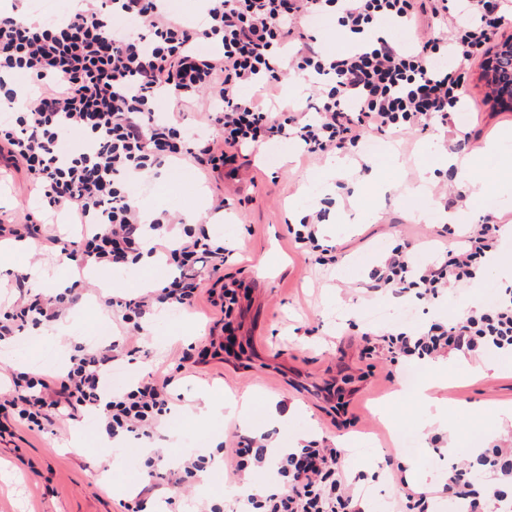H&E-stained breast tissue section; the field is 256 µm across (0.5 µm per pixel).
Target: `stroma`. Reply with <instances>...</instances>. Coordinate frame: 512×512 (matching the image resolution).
Masks as SVG:
<instances>
[{
    "mask_svg": "<svg viewBox=\"0 0 512 512\" xmlns=\"http://www.w3.org/2000/svg\"><path fill=\"white\" fill-rule=\"evenodd\" d=\"M467 92L468 100L452 113L447 129L387 138L399 157L396 168L387 157H371L361 146L344 153L343 168L330 175L327 158L308 157L291 141L242 149L235 173L208 176L184 163L179 172L166 167L161 177L140 183V204L163 205L187 227H208L211 235L225 240L229 251L220 274L238 293L227 316L235 332L224 351L214 353L210 331L225 316L205 291L194 307L184 309L177 330H165L161 313L148 315L152 333L123 337L112 369L138 378L157 370L171 375V412L161 428L154 437H131L104 448L99 425L87 418L61 421L40 433L15 427L13 436L0 438V512H125L124 502L135 498L144 512H164L169 496L177 512H193L202 502L233 512L224 445L236 434L267 436L272 448H292L305 439L344 445L349 450L345 469L365 492V512H379L394 498L392 464L415 461L434 488L451 463L470 458L490 442H512L511 351L471 353L463 363L450 355L423 362L426 377L437 384V405L448 411L443 429L431 424L430 410L407 386L408 366L391 364L385 351L369 349V332L397 324L401 305L413 307L415 323L422 326L492 303L512 283L488 269L476 283L459 284L433 302L368 290L371 270L397 245L409 244L414 266L435 262L445 245L441 211L448 206L449 192L464 181L480 178L491 204L483 208L467 198L457 210L456 231L475 230L487 214L512 225V191L502 189L512 182V109L487 99L486 87L476 80H469ZM472 128L482 135L459 151L462 166L435 168L430 183L422 184V156L447 153L451 133ZM489 142L498 143V152H479V145ZM322 174L326 183L312 188L313 177ZM217 198L227 200L226 209L215 210ZM37 206L38 196L23 175L0 182V212L14 222L24 223ZM318 210L326 213L319 242L334 247L340 257L334 266L316 264L314 254L298 250L289 232ZM15 263L14 269L0 272V299L6 301L17 298L15 276L25 265L64 269L55 249L35 241ZM65 271L67 280L81 282L77 300L51 326L27 328L26 336L40 337L41 347H10L8 354H0L1 373L31 368L57 373L76 347L109 345L117 328L103 296L137 293L168 274L163 266L139 265L98 275ZM370 307L386 308L387 317L368 322L362 312ZM490 361L498 365L493 377L482 373ZM203 389L217 401L250 395L252 408L243 416L226 413L216 422L199 420ZM272 403L285 419L270 415ZM179 421L202 432L196 452L210 459L207 479L165 483L145 492L148 458H160V471L178 468L173 426ZM469 423L494 427V440L465 442ZM403 430L417 434L418 451L401 448L398 434ZM452 434L457 440L449 453L445 447Z\"/></svg>",
    "mask_w": 512,
    "mask_h": 512,
    "instance_id": "obj_1",
    "label": "stroma"
}]
</instances>
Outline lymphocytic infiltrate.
<instances>
[{
  "instance_id": "f902f5d3",
  "label": "lymphocytic infiltrate",
  "mask_w": 512,
  "mask_h": 512,
  "mask_svg": "<svg viewBox=\"0 0 512 512\" xmlns=\"http://www.w3.org/2000/svg\"><path fill=\"white\" fill-rule=\"evenodd\" d=\"M512 0H206L205 23L173 15L167 0H91L52 21L32 22L21 0L0 9V102L15 112L0 127V162L23 171L50 209L69 213L80 236H49L77 269H119L136 263L152 242L173 269L168 279L134 297H110L123 333H141L155 306H192L201 285L200 263L224 258V243L206 230L174 235V218L160 212L142 223L133 186L164 165L187 161L215 172L233 165L251 144L300 141L310 155L358 147L361 131L397 135L447 124L467 95L469 66L483 62L504 32ZM335 15L351 36L346 52L315 47L302 19ZM454 17L451 36L433 34ZM118 18L133 26H115ZM423 30L403 46L379 36L383 22ZM295 46L292 66L321 78L311 104L313 121L297 124L293 110L267 106L264 94L281 82L276 61ZM449 66H440V59ZM202 97L214 132L183 133L159 111L160 100L182 104ZM81 132V144L62 148L63 134ZM501 244V227L487 220L455 237L436 264L413 269L394 248L371 274L372 291L414 293L427 302L452 285L476 279ZM65 296L34 294L0 307V340L25 327L61 318ZM393 361L435 358L454 350H512V286L484 307L453 322L413 328L396 324L376 335ZM113 356L100 348L72 356L63 374L11 372L0 393V436L15 425L44 431L57 417H97L113 442L151 437L170 410V376L148 377L114 389ZM241 481L273 469L287 493L251 494L252 512H364L344 472L345 451L306 445L269 452L260 438L238 437L225 449ZM512 447L493 445L475 459L450 465L442 491L463 500L467 512H496L512 498Z\"/></svg>"
}]
</instances>
